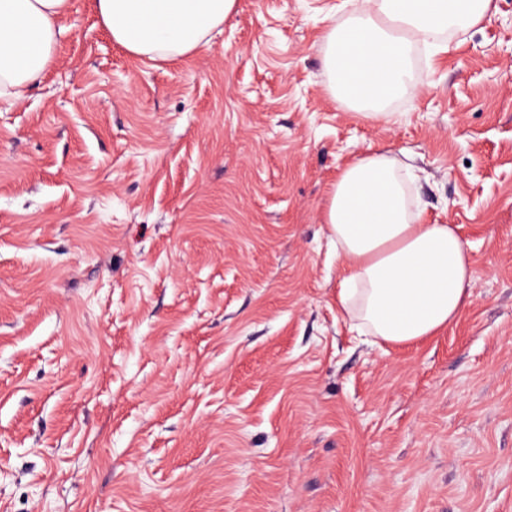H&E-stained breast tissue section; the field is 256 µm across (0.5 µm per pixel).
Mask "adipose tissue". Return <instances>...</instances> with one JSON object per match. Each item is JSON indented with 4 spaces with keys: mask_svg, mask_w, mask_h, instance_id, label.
I'll use <instances>...</instances> for the list:
<instances>
[{
    "mask_svg": "<svg viewBox=\"0 0 512 512\" xmlns=\"http://www.w3.org/2000/svg\"><path fill=\"white\" fill-rule=\"evenodd\" d=\"M491 0H356L322 36L332 95L372 119L396 120L390 104L413 90L414 41L469 29ZM71 0H0V98L18 100L53 64ZM235 0H95L113 41L150 60L208 45ZM412 164L390 152L359 157L336 178L325 222L341 257L336 301L363 332L414 343L442 331L468 304L473 274L457 225L426 224Z\"/></svg>",
    "mask_w": 512,
    "mask_h": 512,
    "instance_id": "ef3b65f1",
    "label": "adipose tissue"
}]
</instances>
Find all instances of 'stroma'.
<instances>
[{"label":"stroma","mask_w":512,"mask_h":512,"mask_svg":"<svg viewBox=\"0 0 512 512\" xmlns=\"http://www.w3.org/2000/svg\"><path fill=\"white\" fill-rule=\"evenodd\" d=\"M344 0H236L177 63L71 0L0 102V512H512V0L413 50L399 122L333 97ZM385 147L471 302L411 345L336 309L337 172Z\"/></svg>","instance_id":"stroma-1"}]
</instances>
